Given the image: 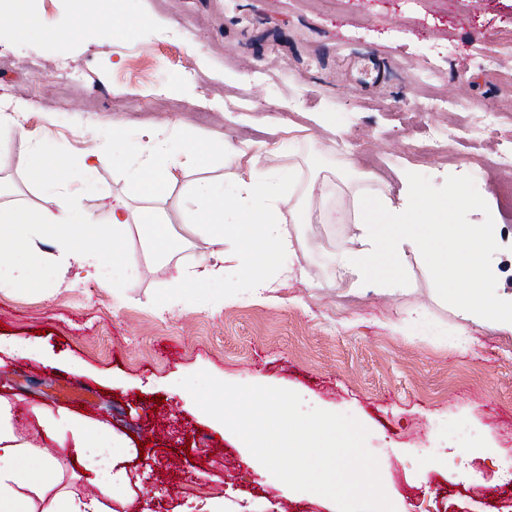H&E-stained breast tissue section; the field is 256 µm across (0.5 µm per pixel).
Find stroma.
Returning a JSON list of instances; mask_svg holds the SVG:
<instances>
[{
    "mask_svg": "<svg viewBox=\"0 0 512 512\" xmlns=\"http://www.w3.org/2000/svg\"><path fill=\"white\" fill-rule=\"evenodd\" d=\"M29 7L24 35L0 17V100L28 101L26 126L42 130L47 149L75 161L111 134L142 139L171 128L211 154L162 198L142 199L113 165L99 168L83 197L93 213L104 195L152 205L175 237L171 262L156 259L132 228L122 246L136 268L131 283L82 282L73 267L45 288L0 290V339L32 349L0 366V396L14 401L17 429L36 430L34 405L106 423L127 449L129 472L112 512H176L211 500L224 512H337L316 493L284 496L280 480L250 467L233 433L172 390V380L204 370L355 417L396 512H512V484L497 474L512 465V333L464 324L415 257L401 289L334 284L354 196L380 188L395 196L408 180L437 196L454 184L482 202L483 211L462 209L452 221L490 213L509 231L495 259L512 265V208L503 204L512 171L494 164L512 152V0H116L110 36L78 34L64 46L49 31L95 12L96 0ZM184 26L195 44L178 40ZM488 55L497 66L485 64ZM63 60L83 79L62 90L51 76ZM186 68L194 80L181 78ZM426 69L447 108L429 107L418 80ZM162 92L187 111L157 106ZM117 100L129 113L113 114ZM489 111L504 119L495 136L482 131ZM435 135L440 148L419 156ZM246 141L277 148L282 176L299 193L346 162L372 178L340 182L325 199L343 209L344 223L289 225L302 272L280 288L235 300L215 288L167 310L172 263H192L206 248L183 221L189 185L229 182L224 147ZM0 154L8 200L40 204L41 190L25 179L27 142L10 139ZM416 306L420 314L410 316Z\"/></svg>",
    "mask_w": 512,
    "mask_h": 512,
    "instance_id": "obj_1",
    "label": "stroma"
}]
</instances>
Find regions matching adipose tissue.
<instances>
[{
  "label": "adipose tissue",
  "mask_w": 512,
  "mask_h": 512,
  "mask_svg": "<svg viewBox=\"0 0 512 512\" xmlns=\"http://www.w3.org/2000/svg\"><path fill=\"white\" fill-rule=\"evenodd\" d=\"M28 143L32 163L26 179L40 188L45 203L31 210L0 202V289L52 284L73 266L86 279L101 280L133 224L156 254L172 252L169 226L156 210L135 211L115 197L103 203L102 215L86 211L82 189L63 182L69 174L66 159L46 149L40 138ZM207 153L201 146L182 148L161 131L132 144L102 141L85 151L79 176L89 186L100 165L128 161L132 179L150 201L166 192L177 173L201 168ZM272 154L264 144L225 146L232 186L205 178L191 184L193 207L186 221L205 232L209 248L192 265L174 264L164 291L169 307L182 306L197 290L223 287L228 279L256 294L272 290L275 276L288 275L296 257L288 225L336 222V215L321 205L331 178L311 182L304 200L296 201L278 169L268 166ZM355 206L352 244L336 257L342 273L355 276L358 284L382 288L401 283L410 258H422L436 291L453 296L466 318L512 332V293L495 287V268L487 261L498 246L492 224L449 221L454 211L473 206L461 190L436 197L409 181L399 198L374 190L356 196ZM228 243L235 247L230 267L224 253ZM34 414L37 430L29 437L19 435L12 404L0 397V512H39L37 503L43 499L49 502L46 512H112V498L129 477L111 431L62 408H38ZM47 440L71 444L96 495L61 488L57 460L43 450Z\"/></svg>",
  "instance_id": "1"
}]
</instances>
